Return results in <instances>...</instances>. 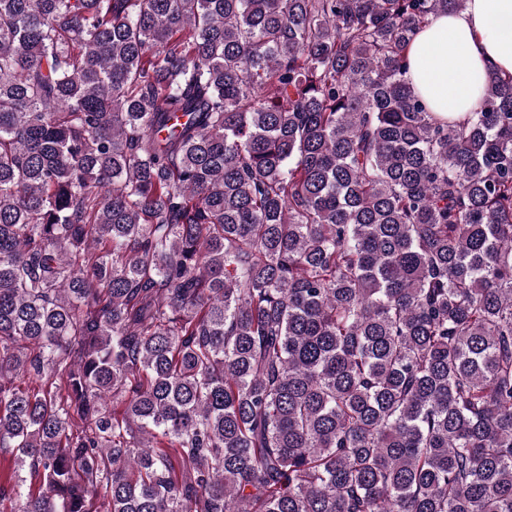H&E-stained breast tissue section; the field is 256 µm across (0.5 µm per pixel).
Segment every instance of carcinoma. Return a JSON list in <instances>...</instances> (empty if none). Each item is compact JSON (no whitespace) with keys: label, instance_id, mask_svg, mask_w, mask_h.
I'll return each mask as SVG.
<instances>
[{"label":"carcinoma","instance_id":"obj_1","mask_svg":"<svg viewBox=\"0 0 512 512\" xmlns=\"http://www.w3.org/2000/svg\"><path fill=\"white\" fill-rule=\"evenodd\" d=\"M465 6L0 0V504L512 512V74L407 79Z\"/></svg>","mask_w":512,"mask_h":512}]
</instances>
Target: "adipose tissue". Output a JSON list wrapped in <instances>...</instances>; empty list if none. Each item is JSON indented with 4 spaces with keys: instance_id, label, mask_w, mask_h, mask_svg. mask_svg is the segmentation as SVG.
I'll return each mask as SVG.
<instances>
[{
    "instance_id": "adipose-tissue-1",
    "label": "adipose tissue",
    "mask_w": 512,
    "mask_h": 512,
    "mask_svg": "<svg viewBox=\"0 0 512 512\" xmlns=\"http://www.w3.org/2000/svg\"><path fill=\"white\" fill-rule=\"evenodd\" d=\"M409 81L438 116H464L491 73H512V0H467L434 17L407 49Z\"/></svg>"
}]
</instances>
